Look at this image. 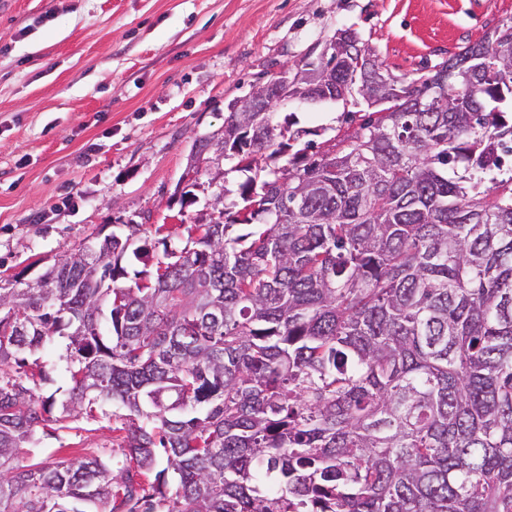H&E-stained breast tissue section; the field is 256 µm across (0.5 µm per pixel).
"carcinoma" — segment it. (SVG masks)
<instances>
[{"label": "carcinoma", "instance_id": "obj_1", "mask_svg": "<svg viewBox=\"0 0 512 512\" xmlns=\"http://www.w3.org/2000/svg\"><path fill=\"white\" fill-rule=\"evenodd\" d=\"M334 37L314 94L402 111L313 155L272 112H230L194 158L251 176L182 249L130 224L0 284V512H120L160 448L177 483L143 512H512V175L480 177L512 157V16L433 66L435 107L371 86L384 63ZM126 259L146 266L131 285ZM56 335L59 403L26 358ZM109 401L121 467L16 464L44 415Z\"/></svg>", "mask_w": 512, "mask_h": 512}]
</instances>
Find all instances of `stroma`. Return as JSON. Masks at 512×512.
<instances>
[{"mask_svg":"<svg viewBox=\"0 0 512 512\" xmlns=\"http://www.w3.org/2000/svg\"><path fill=\"white\" fill-rule=\"evenodd\" d=\"M512 16V0H0V280L37 279L98 232L142 225L183 247L200 214L238 202L234 163H200L197 200L174 202L196 139L221 130L230 101L318 56L356 29L405 82ZM316 151L361 117L294 100ZM124 409L38 433L20 462L122 461Z\"/></svg>","mask_w":512,"mask_h":512,"instance_id":"obj_1","label":"stroma"}]
</instances>
